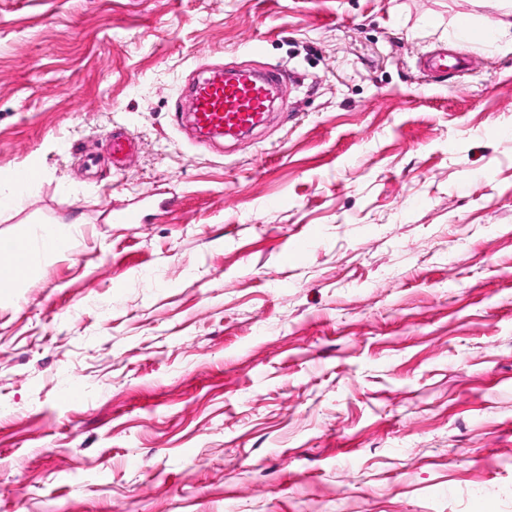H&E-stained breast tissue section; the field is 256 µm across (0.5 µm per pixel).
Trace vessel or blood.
Listing matches in <instances>:
<instances>
[{
	"instance_id": "obj_1",
	"label": "vessel or blood",
	"mask_w": 512,
	"mask_h": 512,
	"mask_svg": "<svg viewBox=\"0 0 512 512\" xmlns=\"http://www.w3.org/2000/svg\"><path fill=\"white\" fill-rule=\"evenodd\" d=\"M277 84L275 74L260 77L249 73L224 75L214 69L193 84L190 124L202 134L236 136L254 129L263 119L270 95Z\"/></svg>"
}]
</instances>
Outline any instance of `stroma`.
<instances>
[{"mask_svg": "<svg viewBox=\"0 0 512 512\" xmlns=\"http://www.w3.org/2000/svg\"><path fill=\"white\" fill-rule=\"evenodd\" d=\"M504 18L0 0V176L40 171L0 239L68 233L0 288V512H512ZM215 66L277 72L253 135L183 130Z\"/></svg>", "mask_w": 512, "mask_h": 512, "instance_id": "35a3bbf8", "label": "stroma"}]
</instances>
